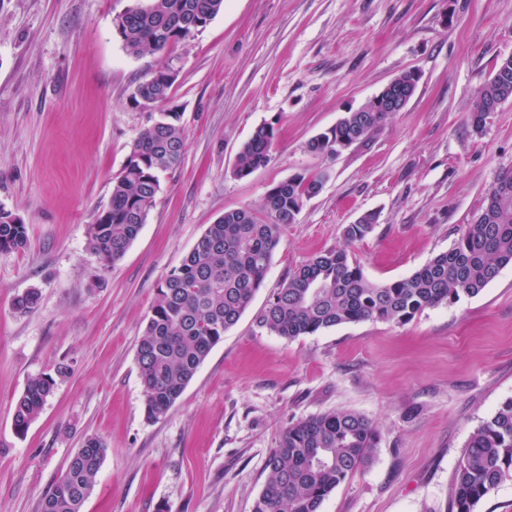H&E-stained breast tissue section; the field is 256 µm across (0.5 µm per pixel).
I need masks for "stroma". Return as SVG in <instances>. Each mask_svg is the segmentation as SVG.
<instances>
[{
    "label": "stroma",
    "mask_w": 512,
    "mask_h": 512,
    "mask_svg": "<svg viewBox=\"0 0 512 512\" xmlns=\"http://www.w3.org/2000/svg\"><path fill=\"white\" fill-rule=\"evenodd\" d=\"M134 0H0V208L27 227L0 251V512H39L84 440L106 445L82 512H252L267 459L292 423L355 411L379 431L368 463L321 512H451L471 433L512 399V266L479 295L406 323L342 324L288 340L257 328L269 296L343 229L378 215L354 250L385 283L448 250L512 170V99L473 131L470 107L512 56V0H224L161 54L127 53L115 18ZM178 77L180 166L146 223L103 267L87 228L153 113L133 88L165 63ZM416 92L335 160L308 141L406 71ZM275 123L271 162L233 177L253 130ZM298 173L323 176L283 226L263 287L159 419L145 417L137 347L162 280L224 211L260 210ZM38 289L36 308L13 299ZM57 377L25 435L12 426L31 376Z\"/></svg>",
    "instance_id": "1"
}]
</instances>
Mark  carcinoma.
Instances as JSON below:
<instances>
[{
  "mask_svg": "<svg viewBox=\"0 0 512 512\" xmlns=\"http://www.w3.org/2000/svg\"><path fill=\"white\" fill-rule=\"evenodd\" d=\"M223 8L224 0H135L114 25L128 53L156 54L205 28ZM176 79V69L166 64L131 92L133 107L157 109L159 115L132 144L113 180L108 207L88 225L89 249L107 265L125 255L146 223L161 175L181 163V115L168 107ZM509 99L512 57L497 63L478 89L469 114L473 130L482 131L489 114ZM367 108L345 113L336 126L313 137L307 150L333 160L340 155L339 142L370 137L388 111L371 101ZM276 138L273 124L258 126L240 146L233 176L246 178L268 165ZM321 188V175L298 173L268 189L261 214L248 208L224 212L164 278L137 348L147 419L163 416L176 404L213 347L237 324L264 285L282 226L295 223L304 202ZM11 217L12 212L0 209L1 251L20 249L27 242L26 225L11 222ZM376 222V214H364L345 226L342 247L299 266L260 311L257 327L292 340L346 323H404L426 308L478 295L512 265V172L498 177L480 214L448 250L387 283L367 278L351 255ZM38 300L39 292L32 288L16 298L14 307L28 313ZM54 386L48 374L28 379L15 405L16 434H25ZM378 442L373 422L353 411L310 416L289 425L268 457L269 478L253 512H320L336 487L371 459ZM104 454L101 440L87 438L42 498L40 512H82ZM509 478L512 399L471 434L455 473L453 512H474L488 492Z\"/></svg>",
  "mask_w": 512,
  "mask_h": 512,
  "instance_id": "1",
  "label": "carcinoma"
}]
</instances>
